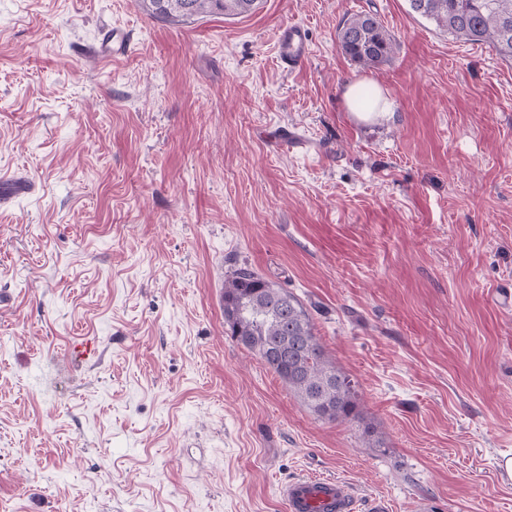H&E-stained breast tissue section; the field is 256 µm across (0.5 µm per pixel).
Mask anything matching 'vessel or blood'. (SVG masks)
<instances>
[{"instance_id":"1","label":"vessel or blood","mask_w":512,"mask_h":512,"mask_svg":"<svg viewBox=\"0 0 512 512\" xmlns=\"http://www.w3.org/2000/svg\"><path fill=\"white\" fill-rule=\"evenodd\" d=\"M130 42L125 32L113 30L95 49L98 56L117 58L125 55ZM309 54V37L304 26L291 24L280 29L277 55L282 67L294 70ZM280 497L287 512H354V500L338 481L331 478L296 479L281 485Z\"/></svg>"}]
</instances>
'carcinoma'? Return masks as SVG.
Wrapping results in <instances>:
<instances>
[{
	"label": "carcinoma",
	"mask_w": 512,
	"mask_h": 512,
	"mask_svg": "<svg viewBox=\"0 0 512 512\" xmlns=\"http://www.w3.org/2000/svg\"><path fill=\"white\" fill-rule=\"evenodd\" d=\"M155 19L193 23L253 13L258 0H142ZM411 10L455 39L487 44L512 62V0H409ZM339 47L363 69L389 61L396 44L372 12L354 13L339 28ZM224 335L258 356L317 417L363 420L352 380L326 354L305 304L279 282L248 266L224 278Z\"/></svg>",
	"instance_id": "carcinoma-1"
}]
</instances>
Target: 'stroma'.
Listing matches in <instances>:
<instances>
[{
    "label": "stroma",
    "mask_w": 512,
    "mask_h": 512,
    "mask_svg": "<svg viewBox=\"0 0 512 512\" xmlns=\"http://www.w3.org/2000/svg\"><path fill=\"white\" fill-rule=\"evenodd\" d=\"M397 43L361 69L337 33ZM304 25L288 72L276 35ZM128 53H93L105 30ZM387 110L358 119L348 85ZM0 512H512V63L408 0H0ZM246 265L309 307L363 421L313 415L224 334ZM96 338L95 359L71 349ZM146 11L165 22L193 23L200 18L222 14L241 17L253 13L257 0H142ZM339 47L363 69L377 68L389 61L396 44L392 34L372 12L354 13L339 28ZM369 84L370 83L365 81H356L347 87L344 98L352 112L365 114L366 112L372 113L388 109L390 105L389 101L377 90H373L370 99L363 97V90L368 87ZM279 493L289 512L354 511L353 498L331 478L296 479L281 485Z\"/></svg>",
    "instance_id": "stroma-1"
}]
</instances>
